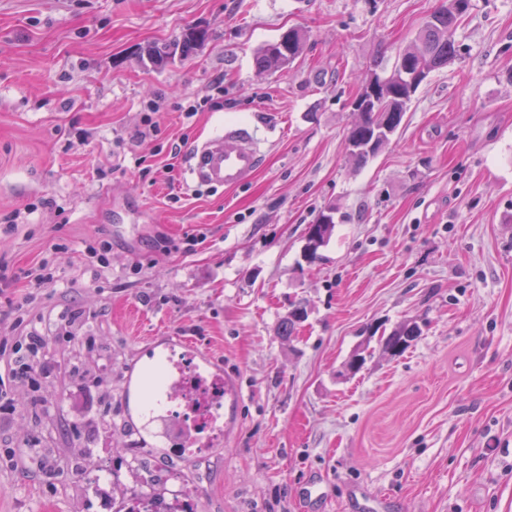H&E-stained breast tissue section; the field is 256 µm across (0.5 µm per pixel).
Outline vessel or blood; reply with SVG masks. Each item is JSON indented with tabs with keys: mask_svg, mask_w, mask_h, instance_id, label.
Masks as SVG:
<instances>
[{
	"mask_svg": "<svg viewBox=\"0 0 512 512\" xmlns=\"http://www.w3.org/2000/svg\"><path fill=\"white\" fill-rule=\"evenodd\" d=\"M261 160L262 154L249 131L228 123L221 134L193 148L188 170L198 182L233 188L256 172Z\"/></svg>",
	"mask_w": 512,
	"mask_h": 512,
	"instance_id": "vessel-or-blood-1",
	"label": "vessel or blood"
}]
</instances>
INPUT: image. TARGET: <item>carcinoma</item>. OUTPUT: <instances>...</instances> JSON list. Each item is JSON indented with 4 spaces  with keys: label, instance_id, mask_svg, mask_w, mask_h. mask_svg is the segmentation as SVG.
I'll return each instance as SVG.
<instances>
[{
    "label": "carcinoma",
    "instance_id": "1",
    "mask_svg": "<svg viewBox=\"0 0 512 512\" xmlns=\"http://www.w3.org/2000/svg\"><path fill=\"white\" fill-rule=\"evenodd\" d=\"M462 12L452 13L447 4H442L426 21L422 33L414 43L398 55L387 82L379 88L375 101L360 112V120L354 123L347 135V141L365 148L355 156L359 163L376 155L391 140L397 131L407 105L411 101L406 87L400 81V68L409 64H422L427 71L448 65L457 56L455 33L463 18L471 9V0H457ZM209 38L206 29H192L182 38L175 39L161 47L149 45L143 49L152 65L159 67L167 64L176 56H185L188 52ZM306 43L305 34L296 28L287 29L264 45L255 53V65L261 72H286L303 53ZM335 209L329 207L322 211L316 224L323 226L321 243L306 247L307 259L314 263L321 259L319 249L330 239L335 228ZM420 331L418 326H407L393 332L383 340L386 351L397 354L404 351ZM154 499L135 496L129 500L124 512H158L153 505Z\"/></svg>",
    "mask_w": 512,
    "mask_h": 512
}]
</instances>
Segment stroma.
Listing matches in <instances>:
<instances>
[{"label": "stroma", "mask_w": 512, "mask_h": 512, "mask_svg": "<svg viewBox=\"0 0 512 512\" xmlns=\"http://www.w3.org/2000/svg\"><path fill=\"white\" fill-rule=\"evenodd\" d=\"M439 5L0 0V266L15 276L0 316L22 304L46 337L39 382L14 383L0 414V512H120L135 494L194 512H512V0H472L458 58L387 147L364 164L346 147L375 63ZM194 26L205 44L140 62ZM291 27L303 55L258 72L255 50ZM228 121L259 126V169L232 189L192 183V147ZM44 263L56 281L23 279ZM298 306L306 320L279 336ZM410 322L420 336L385 352ZM167 344L241 391L195 457L127 415L129 371ZM90 467L108 480L85 482ZM334 214H335V208L328 207L324 211H322L317 219L314 225H321L323 224V232L321 237V243L310 247L309 246V240H307V259L309 262L314 263L320 260L321 256L319 255L318 251L321 247H323L328 240L330 239L333 230L335 228V221H334Z\"/></svg>", "instance_id": "35a3bbf8"}]
</instances>
